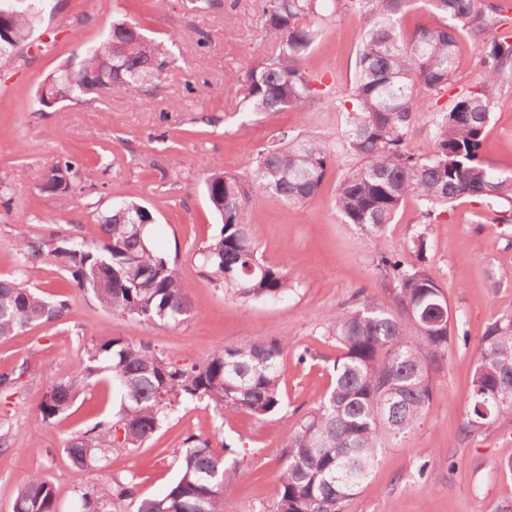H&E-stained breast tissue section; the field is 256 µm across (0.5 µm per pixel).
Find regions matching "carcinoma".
<instances>
[{
  "instance_id": "1",
  "label": "carcinoma",
  "mask_w": 512,
  "mask_h": 512,
  "mask_svg": "<svg viewBox=\"0 0 512 512\" xmlns=\"http://www.w3.org/2000/svg\"><path fill=\"white\" fill-rule=\"evenodd\" d=\"M42 2L0 0V66L27 59ZM427 2L440 24L406 34L399 24L406 0H263V28L275 39L277 54L241 75L245 112L309 111L320 92L305 60L324 24L356 12L368 27L336 145L291 139L285 132L279 144L259 154L249 176L212 170L205 178L204 192L220 229L199 250L198 263L224 294L266 302L288 296L295 278L259 255L246 215L257 196L308 202L341 155L359 165L338 184L336 209L344 223L371 236L381 235L408 200L417 202L426 222L459 199L481 200L500 208L498 223L512 227V177L499 176L480 156L492 113L489 89L512 68V36L491 33L512 18L502 0ZM461 37L479 49L483 80L438 109L431 150L422 156L411 146V129L422 106L448 93ZM171 63L164 43L145 36L137 23L117 18L79 62H66L44 80L37 99L44 107L90 102L110 89L135 100L143 89L160 86ZM78 176L75 163L60 160L43 172L41 190L65 198ZM96 221L98 240L68 237L52 244L17 225L19 267L12 277L0 278V339L67 314V301H46L26 279L29 266L49 259L70 273L78 290L120 316L177 324L193 314L190 285L156 245L148 207L121 198ZM426 250L422 232L413 240L417 262L380 256L377 269L388 298L357 299L330 313L327 333L340 349L331 388L288 437L271 512H344L363 489L382 440L410 433L425 418L433 374L447 364L451 346L450 322L438 324L433 314V305L446 299L425 265ZM287 348V339L270 336L216 348L200 364H183L148 342L111 338L87 348L78 372L51 384L38 411L45 421L64 414L91 378L110 374L123 398L120 418L95 424L64 448L73 466L85 471L116 448L141 447L186 403L205 401L221 415L228 408L256 419L281 412ZM475 358L463 422L471 432L512 418V315L489 325ZM226 473V457L211 439L191 435L182 442L178 477L162 496L138 497L134 475L82 482L76 494L81 512H235L218 491ZM14 505L19 512H57L53 486L38 473L18 486Z\"/></svg>"
}]
</instances>
